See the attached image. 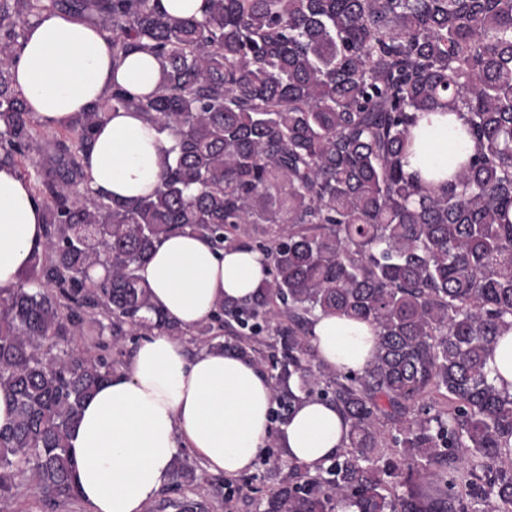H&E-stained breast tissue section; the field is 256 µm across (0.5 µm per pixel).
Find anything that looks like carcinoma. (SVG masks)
<instances>
[{
    "label": "carcinoma",
    "instance_id": "obj_1",
    "mask_svg": "<svg viewBox=\"0 0 512 512\" xmlns=\"http://www.w3.org/2000/svg\"><path fill=\"white\" fill-rule=\"evenodd\" d=\"M64 11L112 31L113 62L143 49L163 79L143 99L113 89L174 140L154 191L131 201L90 186L83 157L103 111L43 130L11 63L26 27ZM458 113L475 144L439 192L405 173L416 113ZM48 165L30 173L35 148ZM33 180L47 242L24 283L0 290V512L31 480L45 512L80 499L70 437L115 371L129 329L182 332L138 270L169 234L268 260L255 293L216 306L215 327L294 411L326 400L347 445L311 472L290 462L263 512H512V394L486 371L512 332V0H208L202 18L155 0H0V164ZM263 241L254 243L256 226ZM372 325L360 372L322 363L316 314ZM112 344L103 340L105 330ZM90 332L77 350L68 337ZM272 336L268 354L250 345ZM171 483L223 485L188 457Z\"/></svg>",
    "mask_w": 512,
    "mask_h": 512
}]
</instances>
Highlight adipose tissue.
<instances>
[{
  "label": "adipose tissue",
  "mask_w": 512,
  "mask_h": 512,
  "mask_svg": "<svg viewBox=\"0 0 512 512\" xmlns=\"http://www.w3.org/2000/svg\"><path fill=\"white\" fill-rule=\"evenodd\" d=\"M12 73L30 111L51 132L103 104L113 86L150 95L162 70L146 50L113 64L100 27L55 11L28 26ZM412 136L403 168L435 187L453 180L474 151L455 113L420 114ZM173 144L142 114L111 110L96 130L84 170L100 194L135 199L156 188L173 159ZM44 241L43 209L29 182L0 166V289L21 285ZM138 275L157 309L192 328L210 319L218 301L250 297L265 267L259 252L217 250L184 230L162 241ZM313 333L320 359L345 372L361 371L374 353V331L364 322L320 314ZM273 404L270 380L243 357L213 348L190 359L178 340L154 333L85 403L72 433L83 502L89 512H143L170 481L183 448L195 451L208 471L228 477L251 468L272 436L284 459L313 471L343 451L349 425L334 406L304 400L275 434Z\"/></svg>",
  "instance_id": "1"
}]
</instances>
